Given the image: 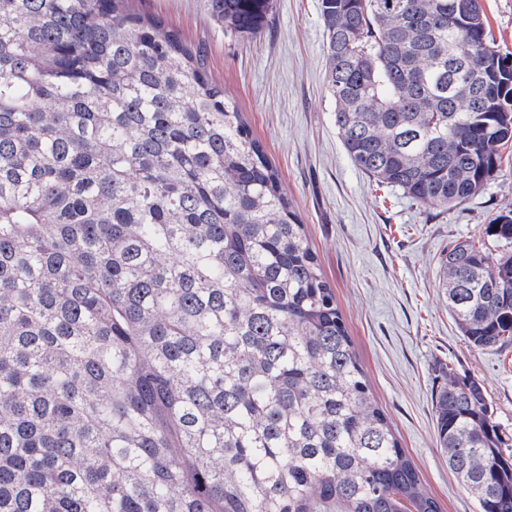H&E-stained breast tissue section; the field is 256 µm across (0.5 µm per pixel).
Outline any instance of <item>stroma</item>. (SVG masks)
I'll use <instances>...</instances> for the list:
<instances>
[{
	"instance_id": "1",
	"label": "stroma",
	"mask_w": 512,
	"mask_h": 512,
	"mask_svg": "<svg viewBox=\"0 0 512 512\" xmlns=\"http://www.w3.org/2000/svg\"><path fill=\"white\" fill-rule=\"evenodd\" d=\"M493 43L512 55V0H479ZM204 56L277 168L335 295L370 390L441 512H478L436 439L432 393L447 365L484 385L512 439V345L477 351L463 340L439 286L438 261L468 240L490 259L512 244L484 229L512 210V144L481 193L442 210L378 186L345 152L334 122L319 0H273L264 29L225 34L207 0H132Z\"/></svg>"
}]
</instances>
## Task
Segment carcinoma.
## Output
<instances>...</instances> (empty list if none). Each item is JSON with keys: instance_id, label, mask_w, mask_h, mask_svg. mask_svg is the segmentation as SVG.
Here are the masks:
<instances>
[{"instance_id": "1", "label": "carcinoma", "mask_w": 512, "mask_h": 512, "mask_svg": "<svg viewBox=\"0 0 512 512\" xmlns=\"http://www.w3.org/2000/svg\"><path fill=\"white\" fill-rule=\"evenodd\" d=\"M259 34L272 0H209ZM354 166L423 207L512 141L479 0H320ZM479 79L480 92L466 88ZM486 233L512 242V212ZM473 349L512 342V255L438 262ZM448 468L512 512L483 384L442 370ZM440 512L374 399L280 174L201 54L127 0H0V512Z\"/></svg>"}]
</instances>
